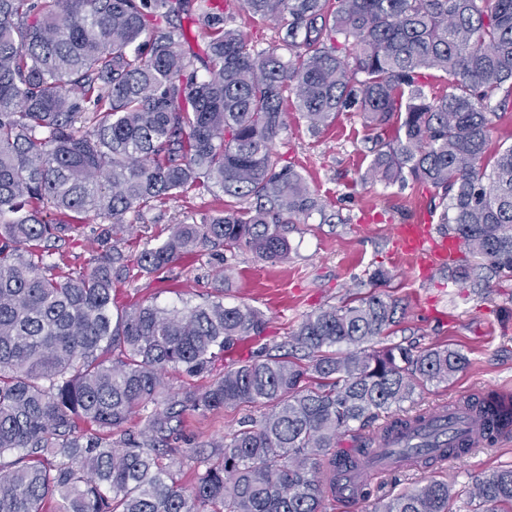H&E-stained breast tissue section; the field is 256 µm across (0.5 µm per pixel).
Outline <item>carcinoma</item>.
Segmentation results:
<instances>
[{
    "instance_id": "cac0c4a2",
    "label": "carcinoma",
    "mask_w": 512,
    "mask_h": 512,
    "mask_svg": "<svg viewBox=\"0 0 512 512\" xmlns=\"http://www.w3.org/2000/svg\"><path fill=\"white\" fill-rule=\"evenodd\" d=\"M238 3L277 43L249 42L228 0H0V512H327L350 464L336 441L367 453L373 421L387 418L383 436L410 427L425 413L392 408L468 364L447 346L375 347L398 308L381 295L321 308L294 351L220 371L265 331L258 309L218 297L113 315L133 272L205 251L222 282L224 252L281 261L280 225L327 220L274 149L290 104L313 134L360 113L364 179L432 189L482 280L512 277V145L489 151L493 118L512 110V0ZM200 187L218 206L125 253L126 226ZM89 215L106 224L102 253L61 263L58 243ZM472 271L455 260L448 280ZM171 372L191 383L169 392ZM496 399L467 405L512 431ZM243 404L269 412L205 449L179 445L187 417ZM463 492L478 512H512V467ZM457 496L431 480L377 512H453Z\"/></svg>"
}]
</instances>
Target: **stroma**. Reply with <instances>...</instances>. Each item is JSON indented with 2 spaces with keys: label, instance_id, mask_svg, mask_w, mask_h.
<instances>
[{
  "label": "stroma",
  "instance_id": "obj_1",
  "mask_svg": "<svg viewBox=\"0 0 512 512\" xmlns=\"http://www.w3.org/2000/svg\"><path fill=\"white\" fill-rule=\"evenodd\" d=\"M287 123L275 149L328 199L332 221L324 224L315 216L305 224L285 225L288 258L282 262H267L248 250L226 255L227 277L220 285L211 278L203 255L183 258L158 276L132 277L117 284L113 309L142 301L170 307L184 298L198 304L219 292L225 304L260 309L268 320L265 335L225 354L229 366L259 351L272 355L288 351L302 319L319 308L381 294L397 302L398 313L395 326L388 336L380 337V344L399 342L417 351L449 346L469 359L452 381L416 391L412 400L397 408V415L463 404L492 391L512 395V279H493L476 288L450 283L444 267L421 275L399 262L389 228L433 208L431 191L419 186L386 188L362 180L370 160L369 130L359 113H343L316 135L297 113H290ZM213 199L212 193L193 192L187 200L153 211L148 228L129 233L132 250L154 246L177 220L209 210ZM379 268L388 271V281L373 279ZM262 412L259 406H240L189 419L183 445L191 448L222 437L240 417ZM511 465L512 436L502 445L480 447L439 466L366 479L359 500L336 504L332 512H374L379 500L432 478L448 481L460 491L468 481Z\"/></svg>",
  "mask_w": 512,
  "mask_h": 512
}]
</instances>
